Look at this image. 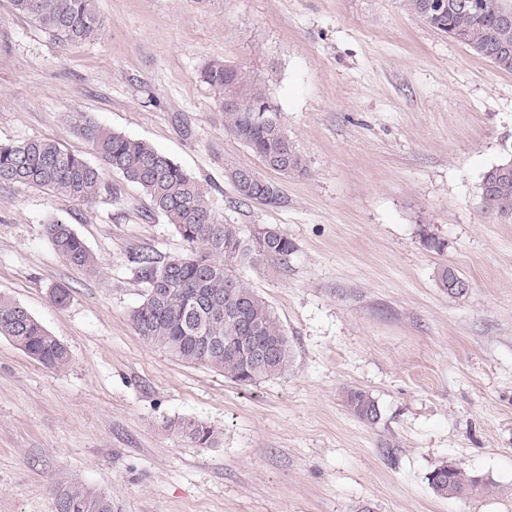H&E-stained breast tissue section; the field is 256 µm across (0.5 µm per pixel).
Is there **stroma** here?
<instances>
[{"instance_id":"obj_1","label":"stroma","mask_w":512,"mask_h":512,"mask_svg":"<svg viewBox=\"0 0 512 512\" xmlns=\"http://www.w3.org/2000/svg\"><path fill=\"white\" fill-rule=\"evenodd\" d=\"M94 4L99 37L61 45L0 0V141L98 164L71 122L86 112L198 177L224 223L287 235L286 263L237 273L282 323L291 366L245 387L136 333L147 285L130 255L187 245L120 173L89 203L0 185V295L70 354L50 370L0 336V512H53L73 483L112 512H512V217L485 211L480 189L512 158V73L403 0ZM217 59L260 76L306 162L272 174L279 204L241 199L224 175L228 159L262 164L224 132L200 75ZM57 220L96 272L55 251ZM445 267L463 295L442 287ZM351 389L376 422L351 413ZM183 420L211 426L212 446L188 442ZM445 461L487 490L435 494ZM345 400L347 407L357 418L369 422L378 418L377 404L365 392L349 390Z\"/></svg>"}]
</instances>
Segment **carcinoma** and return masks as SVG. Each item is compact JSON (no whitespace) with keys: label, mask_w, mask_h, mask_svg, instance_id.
Segmentation results:
<instances>
[{"label":"carcinoma","mask_w":512,"mask_h":512,"mask_svg":"<svg viewBox=\"0 0 512 512\" xmlns=\"http://www.w3.org/2000/svg\"><path fill=\"white\" fill-rule=\"evenodd\" d=\"M404 2L429 27L512 73V28L501 26L503 15L512 14V0H467V7L457 5L459 0H448V8L441 11L431 7V0ZM11 5L64 44L93 40L102 27L93 0H11ZM202 78L222 100L236 101V106L224 108V131L257 154L266 169L284 176L305 170V161L259 77L215 60L203 69ZM71 120L105 165L139 185L189 246L183 254L132 256L148 285L143 301L132 312L137 333L178 360L217 371L242 386L287 373L288 336L269 304L235 274V268L243 261H285L294 251L288 236L269 226L247 235L238 224L217 221L207 187L151 144L115 133L84 112L72 113ZM9 183L47 189L79 202L93 201L104 188L100 168L38 139L0 143V184ZM236 191L245 200L270 205L280 201L276 184L251 168ZM481 201L490 212L512 216V181H501L496 166L482 176ZM47 233L70 265L96 270V257L70 225L55 221L47 225ZM20 307L0 296V336L48 369L65 367L67 348L33 315L16 319ZM240 314L251 325L252 344L272 348V356L255 358L237 340L242 335L236 325ZM346 405L361 420L378 418L377 404L363 391H348ZM178 429L195 446L209 447L214 442V431L204 423L183 420ZM429 484L441 496L459 498L482 480L445 462L431 473ZM54 512H112V501L71 484L57 493Z\"/></svg>","instance_id":"1"}]
</instances>
